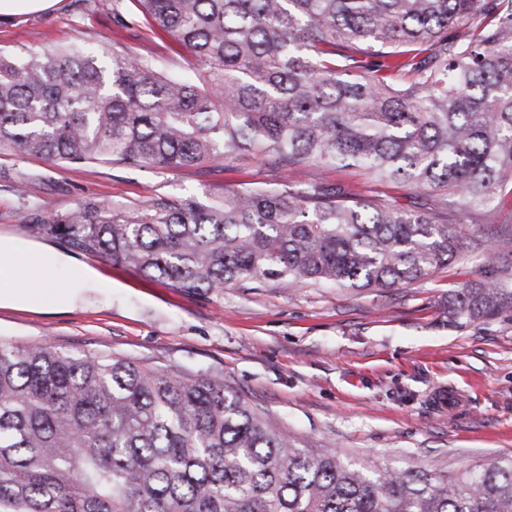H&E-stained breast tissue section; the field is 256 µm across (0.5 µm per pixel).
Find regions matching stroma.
<instances>
[{
    "label": "stroma",
    "mask_w": 512,
    "mask_h": 512,
    "mask_svg": "<svg viewBox=\"0 0 512 512\" xmlns=\"http://www.w3.org/2000/svg\"><path fill=\"white\" fill-rule=\"evenodd\" d=\"M79 42L148 57L190 74L187 49L146 22L133 0H59L50 10L0 18V51ZM321 177L403 207L417 197L354 169L281 171L252 160L157 170L96 160L58 163L0 148V231L57 247L65 240L31 220L25 202L66 214L95 199L134 207L157 196L206 198L226 187ZM481 247L465 245L448 267L386 292L269 284L186 293L99 255L78 260L112 279L111 296L64 313L0 310V339L44 341L64 351L125 357L155 368L223 375L296 435L379 467L446 466L457 473L512 455V312L448 321V300L485 279L484 255L512 231V211L472 215ZM457 395L449 403V395Z\"/></svg>",
    "instance_id": "obj_1"
}]
</instances>
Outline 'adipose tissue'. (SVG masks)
<instances>
[{
    "label": "adipose tissue",
    "instance_id": "ef3b65f1",
    "mask_svg": "<svg viewBox=\"0 0 512 512\" xmlns=\"http://www.w3.org/2000/svg\"><path fill=\"white\" fill-rule=\"evenodd\" d=\"M111 290V278L66 251L0 233V309L68 312Z\"/></svg>",
    "mask_w": 512,
    "mask_h": 512
}]
</instances>
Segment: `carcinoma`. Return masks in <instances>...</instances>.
<instances>
[{
	"instance_id": "cac0c4a2",
	"label": "carcinoma",
	"mask_w": 512,
	"mask_h": 512,
	"mask_svg": "<svg viewBox=\"0 0 512 512\" xmlns=\"http://www.w3.org/2000/svg\"><path fill=\"white\" fill-rule=\"evenodd\" d=\"M196 79L78 45L0 52V146L159 169L212 159L355 167L459 219L320 179L206 200H96L38 220L188 293L249 284L384 292L453 263L477 209L512 208V0H136ZM498 275L455 323L512 311ZM0 512H512V456L456 474L370 470L296 436L224 376L0 341Z\"/></svg>"
}]
</instances>
